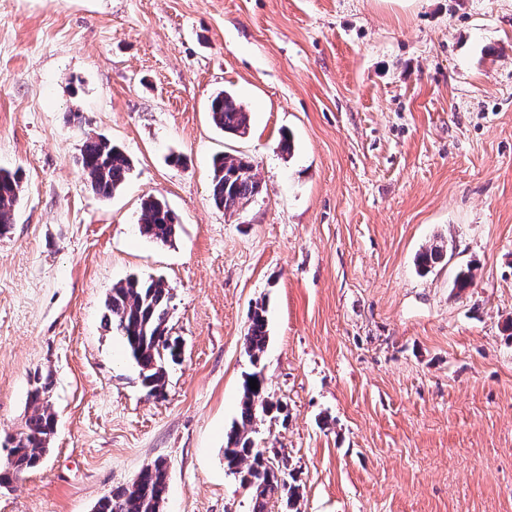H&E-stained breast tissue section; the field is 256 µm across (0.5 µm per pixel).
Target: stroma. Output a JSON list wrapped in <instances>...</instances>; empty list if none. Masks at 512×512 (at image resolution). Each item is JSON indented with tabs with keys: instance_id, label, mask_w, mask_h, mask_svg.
<instances>
[{
	"instance_id": "stroma-1",
	"label": "stroma",
	"mask_w": 512,
	"mask_h": 512,
	"mask_svg": "<svg viewBox=\"0 0 512 512\" xmlns=\"http://www.w3.org/2000/svg\"><path fill=\"white\" fill-rule=\"evenodd\" d=\"M221 90L244 137L211 120ZM97 135L132 163L108 200L77 162ZM221 152L262 185L232 214L211 200ZM0 168L22 189L0 438L35 375L57 419L0 512H93L157 459L162 512H252L224 441L256 368L278 407L250 437L298 512H512V0H0ZM150 196L179 217L170 243L139 231ZM439 240L451 261L421 272ZM130 274L171 289L182 356L158 395L105 318ZM212 121L225 134L242 137L250 128V114L230 94L222 91L210 100ZM269 320L264 305H257L249 317V325L245 335L246 351L253 363L260 360L269 341Z\"/></svg>"
}]
</instances>
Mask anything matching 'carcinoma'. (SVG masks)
<instances>
[{"label": "carcinoma", "mask_w": 512, "mask_h": 512, "mask_svg": "<svg viewBox=\"0 0 512 512\" xmlns=\"http://www.w3.org/2000/svg\"><path fill=\"white\" fill-rule=\"evenodd\" d=\"M212 121L224 133L242 137L250 128V113L226 92L210 100ZM79 163L87 174L93 193L111 198L126 183L132 169L128 156L103 137H87L82 145ZM262 191L254 165L245 155L218 154L213 159L211 196L215 206L236 212L249 204ZM21 184L17 173L0 169V235L7 234L20 203ZM141 232L146 237L166 244L172 241L178 227L177 215L165 201L149 197L142 202ZM447 256L444 242L424 248L417 256V265L427 271ZM171 288L162 278L129 276L113 285L105 306L110 325L123 338L126 352L140 370L148 392L159 394L165 385L167 366L180 356L177 340L168 332ZM269 341V320L265 306H256L249 317L245 335L246 351L252 362L260 360ZM257 380L253 390L249 380ZM49 379L35 377L28 399L33 412L21 431L6 437L7 467L0 472V484L12 477L37 468L49 450L53 434L54 414L49 405ZM271 406L261 373L253 372L242 382L239 417L227 433L224 463L230 473L246 484L247 477L258 483L252 512H268L275 497L292 505L294 488L288 486L285 472L274 466L254 448L250 432L254 422ZM166 484L161 460L142 468L132 487H118L98 501V512H158L165 499Z\"/></svg>", "instance_id": "carcinoma-1"}]
</instances>
